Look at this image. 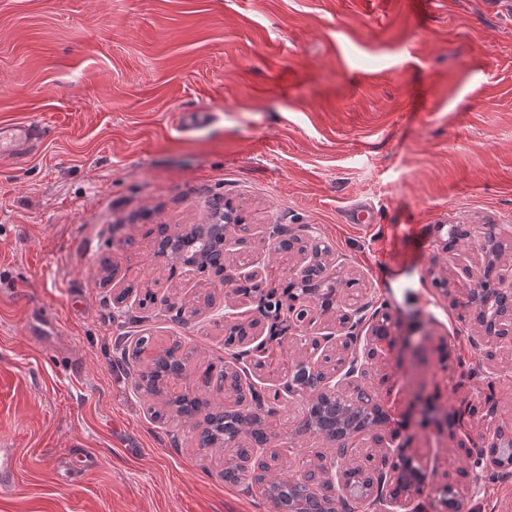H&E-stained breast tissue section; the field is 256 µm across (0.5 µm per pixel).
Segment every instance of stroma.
Instances as JSON below:
<instances>
[{
  "label": "stroma",
  "instance_id": "35a3bbf8",
  "mask_svg": "<svg viewBox=\"0 0 512 512\" xmlns=\"http://www.w3.org/2000/svg\"><path fill=\"white\" fill-rule=\"evenodd\" d=\"M210 120L179 132V113ZM47 125L27 162L0 160V448L14 485L0 512H271L220 475L191 426L124 358L138 337L181 341L195 393L224 369L232 321L257 297L170 266L150 231L187 232L231 203L263 277L289 280L273 225L323 241L336 286L397 323L385 401L396 444L452 482L468 512H512V475L457 441L486 410L512 427V356L488 359L462 305L478 242L442 253L446 225L512 234V11L490 0H0V122ZM114 271L102 281L98 262ZM448 266L450 295L429 274ZM49 310L48 335L33 336ZM263 327L270 319L261 318ZM477 376L460 388L461 371ZM309 397L265 418L285 474L324 438L297 426Z\"/></svg>",
  "mask_w": 512,
  "mask_h": 512
}]
</instances>
